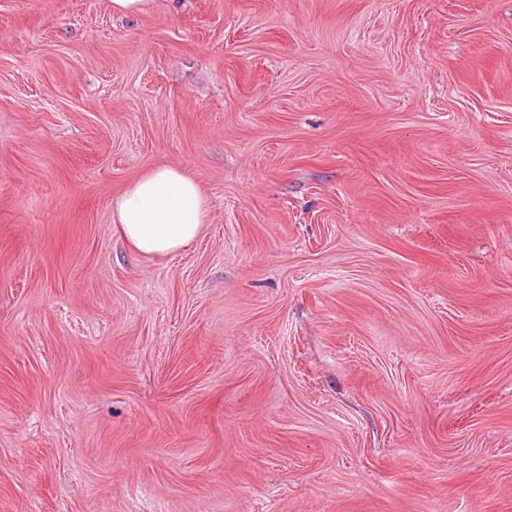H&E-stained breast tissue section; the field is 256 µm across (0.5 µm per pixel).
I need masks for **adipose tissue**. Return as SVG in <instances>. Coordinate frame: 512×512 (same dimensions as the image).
<instances>
[{"label":"adipose tissue","instance_id":"ef3b65f1","mask_svg":"<svg viewBox=\"0 0 512 512\" xmlns=\"http://www.w3.org/2000/svg\"><path fill=\"white\" fill-rule=\"evenodd\" d=\"M112 221L123 240L145 256L185 248L209 221V205L181 167L150 169L112 200Z\"/></svg>","mask_w":512,"mask_h":512}]
</instances>
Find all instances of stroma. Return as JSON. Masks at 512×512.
<instances>
[{"instance_id":"35a3bbf8","label":"stroma","mask_w":512,"mask_h":512,"mask_svg":"<svg viewBox=\"0 0 512 512\" xmlns=\"http://www.w3.org/2000/svg\"><path fill=\"white\" fill-rule=\"evenodd\" d=\"M0 512H512V0H0ZM154 0H109L112 13L122 17L144 15L153 7ZM209 221V205L197 182L179 166L150 169L112 199V223L144 256L185 248Z\"/></svg>"}]
</instances>
